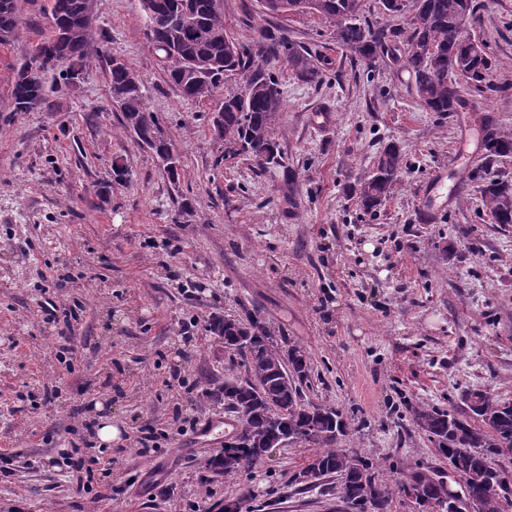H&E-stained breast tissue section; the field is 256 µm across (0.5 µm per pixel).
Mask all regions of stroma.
Masks as SVG:
<instances>
[{"label": "stroma", "mask_w": 512, "mask_h": 512, "mask_svg": "<svg viewBox=\"0 0 512 512\" xmlns=\"http://www.w3.org/2000/svg\"><path fill=\"white\" fill-rule=\"evenodd\" d=\"M480 3L474 33L499 90L465 87L466 109L441 115L422 106L400 53L369 63L320 14L271 18L260 0H224L241 42L287 28L323 71L312 83L285 58L269 62L283 159L265 170L225 154L212 130L216 102L244 76L225 78L211 101L184 100L146 37L140 0H98L99 58L75 88L48 81L49 109L14 111L13 70L48 32L40 4L24 7L0 47V512H221L231 499L243 512H339V479L312 489L295 480L315 453L308 444L209 476L233 429L210 396L232 366L208 321L248 312L280 348L305 351L304 399L343 412L340 449L388 480L422 471L462 489L409 410L467 415L471 389L512 401V224L482 203L488 181L512 182V155L490 163L484 148L492 130H512V0ZM115 54L143 82L178 181L121 124ZM323 107L327 125L315 117ZM391 143L405 166L364 211L359 183ZM117 163L128 170L119 183ZM440 175L454 195L425 198ZM427 206L434 219L423 224ZM48 300L77 311L70 339L46 322ZM98 414L121 442L99 444ZM147 431L156 449L145 454Z\"/></svg>", "instance_id": "1"}]
</instances>
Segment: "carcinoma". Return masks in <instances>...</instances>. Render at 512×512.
Wrapping results in <instances>:
<instances>
[{
	"label": "carcinoma",
	"instance_id": "1",
	"mask_svg": "<svg viewBox=\"0 0 512 512\" xmlns=\"http://www.w3.org/2000/svg\"><path fill=\"white\" fill-rule=\"evenodd\" d=\"M27 0H0V45L13 37L20 11ZM45 13L49 32L44 40L55 41V49L45 55L43 75L66 80L98 55L94 27L83 23L86 0H47ZM263 12L269 17L282 13L312 12L336 21V42L364 60L402 47L405 66L413 88L429 112L448 114L463 107L466 85L497 90L489 77L493 63L486 45L465 25L477 18L478 0H380L383 12L398 18L409 11L404 26L375 28L362 21L363 0H266ZM146 35L171 83L188 100L205 101L224 84V76L235 72L246 75L249 96L228 95L221 102L224 113V146L228 153L246 155L258 167L280 165V144L273 129L282 110L281 92L276 79L266 72L269 59L285 56L288 65L303 79L317 82L322 70L306 48L288 37L287 30L275 35L265 28L256 31L250 44L240 42L224 22V6L218 0H153L152 11L144 13ZM14 70L11 97L14 111L32 112L48 106L46 80L27 76L30 61ZM112 101L122 114V125L138 143L160 158L172 149L159 119L144 104L142 81L119 56L110 59ZM487 158L512 154V132H496L485 143ZM404 158L395 145L384 147L375 166L360 183L363 210L382 205L396 186ZM483 204L499 224H512V184L491 180L483 190ZM222 330L224 346L247 333L245 348L234 355L241 360L244 376L226 375L218 393L224 396V409L244 414L238 460L232 464L218 455L206 468L215 476L235 474L259 463V452L285 437L320 448L306 469H317L321 477L336 475L341 480V498L358 502L373 493L372 501L361 512H388L393 492L404 493L403 483L392 485L381 480L373 463L358 454L337 449V436L348 434L342 414L329 407L305 404L303 386L310 377V365L298 347L282 352L272 329L256 316L213 315L209 332ZM288 371L290 386L282 385V371ZM464 398L470 418L449 411L417 406L414 424L428 434L439 453L463 479L464 492L483 501L484 512H503L497 493L494 456H512V402L501 401L490 393L474 389ZM478 424L471 423V420ZM417 491L415 503L421 512L445 503L444 481L417 472L411 476Z\"/></svg>",
	"mask_w": 512,
	"mask_h": 512
}]
</instances>
